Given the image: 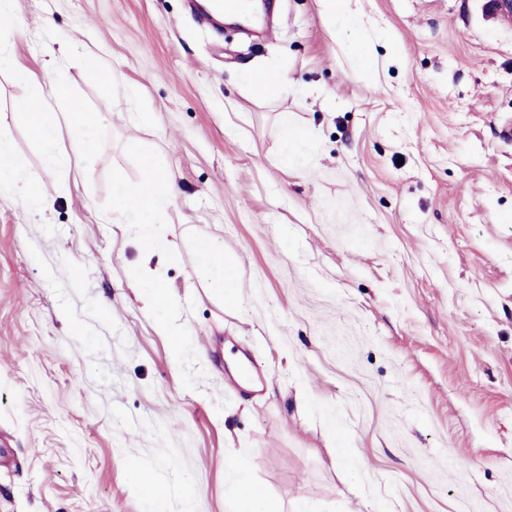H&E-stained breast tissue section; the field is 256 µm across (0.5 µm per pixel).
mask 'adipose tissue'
Listing matches in <instances>:
<instances>
[{
  "label": "adipose tissue",
  "instance_id": "1",
  "mask_svg": "<svg viewBox=\"0 0 512 512\" xmlns=\"http://www.w3.org/2000/svg\"><path fill=\"white\" fill-rule=\"evenodd\" d=\"M322 13L330 27L347 35L358 34L360 51L358 66L366 73L373 72L375 60L369 52L370 33L359 14L352 10L351 0H321ZM17 80L33 84L35 97L16 103L15 109L26 120L27 126L44 149V168L51 171L78 162L92 166L96 158V133L105 120L102 112L83 110L75 100L70 87L51 75H38L25 67L14 70ZM66 123L71 136L70 153L56 147L57 125ZM144 181L134 186L122 181L113 187V211L124 223L134 225L147 255H154L172 247L165 234L158 230L175 190L170 172L150 154L142 155ZM0 190H5L23 204L34 205L42 198V181L38 174L28 172L25 157L12 143L0 136ZM198 263L209 278L213 292L225 306L235 308L241 303L236 278V267L225 252L224 245L214 237H203L195 242ZM226 469L234 478L238 512H270L261 487L255 485L246 462L230 456Z\"/></svg>",
  "mask_w": 512,
  "mask_h": 512
}]
</instances>
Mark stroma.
Listing matches in <instances>:
<instances>
[{
	"label": "stroma",
	"mask_w": 512,
	"mask_h": 512,
	"mask_svg": "<svg viewBox=\"0 0 512 512\" xmlns=\"http://www.w3.org/2000/svg\"><path fill=\"white\" fill-rule=\"evenodd\" d=\"M352 6L390 36L368 75L320 0H274L259 37L187 0H13L0 44L19 64L41 71L69 35L115 94L67 58L58 77L107 119L91 168L48 171L13 112L33 89L0 66V134L46 198L0 193V512H148L139 465L165 512H234L232 454L276 512H512V25L480 0ZM257 68L297 93L256 96ZM283 112L311 135L296 165ZM132 142L177 189L179 248L151 262L173 307L152 314L136 231L110 220L113 178L142 180ZM205 234L237 261L239 307L198 270ZM229 353L265 369L259 392L234 387ZM333 447L362 455L356 480ZM84 69L89 80L100 89L104 101H109L114 93L112 70L100 58L85 56ZM279 135L281 142V161L284 164L294 163L297 157L298 143L303 133L297 130L288 120V113H281L279 118Z\"/></svg>",
	"instance_id": "35a3bbf8"
}]
</instances>
